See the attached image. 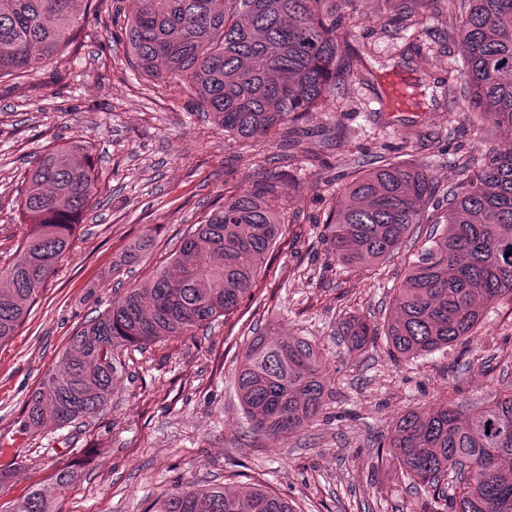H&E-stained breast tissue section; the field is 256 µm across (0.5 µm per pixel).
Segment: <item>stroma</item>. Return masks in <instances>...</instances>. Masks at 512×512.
Returning <instances> with one entry per match:
<instances>
[{
	"mask_svg": "<svg viewBox=\"0 0 512 512\" xmlns=\"http://www.w3.org/2000/svg\"><path fill=\"white\" fill-rule=\"evenodd\" d=\"M119 0H94L77 52L40 71L0 83V263L26 230L19 190L33 157L62 142L91 146L98 203L76 228L70 251L31 311L0 342V465L18 463L0 505L22 497L59 467L79 476L61 512H150L168 490L235 482L261 484L297 512H419L430 489L377 458L393 419L422 404H476L512 384V304L487 306L477 331L430 356L393 361L385 338L349 350L341 325L353 316L384 324L404 259L370 268L339 264L326 219L355 166L376 156L427 165L452 186L477 166L490 143L450 107L443 80L462 69L459 32L438 0H334L336 33L373 67L403 62L426 79L422 109L381 111L370 74L306 113L290 138L250 143L225 134L192 106L190 89L148 80L117 35ZM426 19L406 29L405 12ZM280 175L266 204L285 221L249 299L193 336H166L130 348L112 398L79 426L19 430L29 394L70 338L103 313L118 284L150 279L233 188ZM151 234L153 247L130 266L115 263ZM261 332L312 341L335 379L322 414L272 441L252 433L235 378L242 351Z\"/></svg>",
	"mask_w": 512,
	"mask_h": 512,
	"instance_id": "1",
	"label": "stroma"
}]
</instances>
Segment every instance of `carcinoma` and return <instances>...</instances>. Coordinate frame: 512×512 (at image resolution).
<instances>
[{
  "label": "carcinoma",
  "instance_id": "obj_1",
  "mask_svg": "<svg viewBox=\"0 0 512 512\" xmlns=\"http://www.w3.org/2000/svg\"><path fill=\"white\" fill-rule=\"evenodd\" d=\"M129 54L144 75L178 79L224 132L243 140L295 125L337 86L355 78L325 0H121ZM459 26L464 71H448V101L464 99L478 133L512 132V0H444ZM78 0H3L0 80L36 72L77 42ZM378 96L381 106L414 89ZM271 178L224 200L143 285L125 289L105 313L72 336L30 394L20 430L81 424L112 396L121 354L163 336H192L251 295L284 222L265 204ZM442 196L439 214L429 203ZM96 166L86 145L59 144L35 157L19 211L27 232L0 267V342L14 335L69 252L75 227L97 204ZM336 259L370 269L399 257L421 225L432 230L392 288L384 334L391 354L420 358L472 335L478 304L512 302V140L454 187L441 188L423 164L384 157L352 172L327 218ZM511 255H506V252ZM353 350L375 341L364 318L343 323ZM251 430L281 439L303 429L331 395L334 378L303 338L253 337L236 377ZM384 447L413 484L441 494L421 512H512V386L483 403L448 401L399 416ZM77 474L64 466L10 503L6 512H60ZM154 512H296L262 485L175 488Z\"/></svg>",
  "mask_w": 512,
  "mask_h": 512
}]
</instances>
